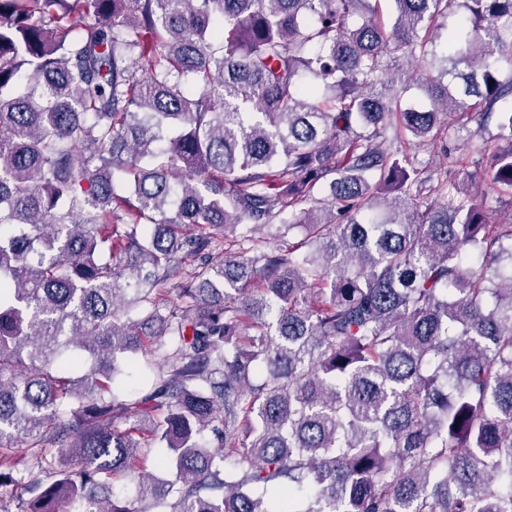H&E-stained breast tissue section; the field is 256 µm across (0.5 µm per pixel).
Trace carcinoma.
Wrapping results in <instances>:
<instances>
[{"label": "carcinoma", "mask_w": 512, "mask_h": 512, "mask_svg": "<svg viewBox=\"0 0 512 512\" xmlns=\"http://www.w3.org/2000/svg\"><path fill=\"white\" fill-rule=\"evenodd\" d=\"M376 2L0 0V512H512V0ZM394 147L413 157L417 163L423 166L427 165L434 168L440 166L439 153L430 145H417V143L413 142L398 141L395 142Z\"/></svg>", "instance_id": "carcinoma-1"}]
</instances>
